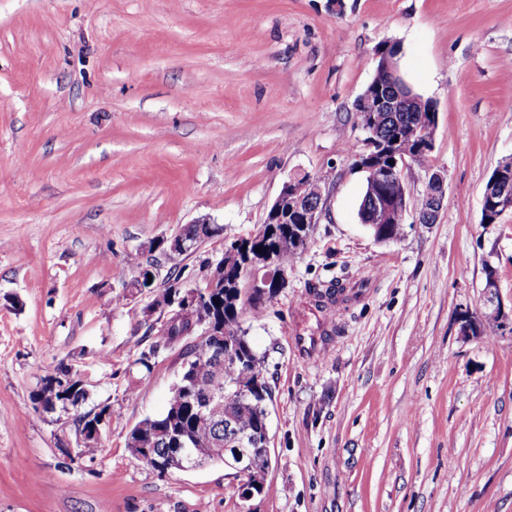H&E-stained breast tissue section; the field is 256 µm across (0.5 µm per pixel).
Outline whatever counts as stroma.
I'll list each match as a JSON object with an SVG mask.
<instances>
[{
  "mask_svg": "<svg viewBox=\"0 0 512 512\" xmlns=\"http://www.w3.org/2000/svg\"><path fill=\"white\" fill-rule=\"evenodd\" d=\"M384 42L437 105L446 197L437 223L381 243L353 162ZM510 159L512 0H0V512H512V329L464 328L487 269L512 311V210L482 221ZM304 174L329 179L320 222L242 318L272 388V491L243 500L220 464L161 475L126 435L163 412L181 360L156 345L166 314L126 298L124 258L161 288L177 270L202 281ZM201 219L223 235L166 255ZM333 280L347 297L329 332L309 287ZM62 362L114 413L91 459L64 458L74 425L29 408Z\"/></svg>",
  "mask_w": 512,
  "mask_h": 512,
  "instance_id": "35a3bbf8",
  "label": "stroma"
}]
</instances>
